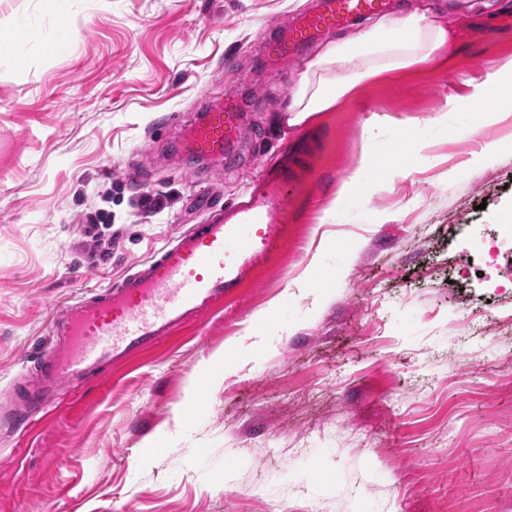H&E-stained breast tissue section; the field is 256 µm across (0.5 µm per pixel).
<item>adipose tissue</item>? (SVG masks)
Returning <instances> with one entry per match:
<instances>
[{
	"instance_id": "adipose-tissue-1",
	"label": "adipose tissue",
	"mask_w": 512,
	"mask_h": 512,
	"mask_svg": "<svg viewBox=\"0 0 512 512\" xmlns=\"http://www.w3.org/2000/svg\"><path fill=\"white\" fill-rule=\"evenodd\" d=\"M459 26L457 16L411 0L401 17L379 16L356 35L329 40L307 61L291 90L287 126H307L315 115L334 110L341 99L380 75L434 62L447 53ZM471 86L468 102L474 111L491 117L512 112V58L473 78Z\"/></svg>"
}]
</instances>
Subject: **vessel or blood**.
I'll return each instance as SVG.
<instances>
[{
  "label": "vessel or blood",
  "mask_w": 512,
  "mask_h": 512,
  "mask_svg": "<svg viewBox=\"0 0 512 512\" xmlns=\"http://www.w3.org/2000/svg\"><path fill=\"white\" fill-rule=\"evenodd\" d=\"M391 0H317L275 27L261 42L273 84L289 60L336 27L390 11ZM243 99L234 89L209 101L203 112L166 121L184 166L232 163L243 127ZM288 168H269L233 207H212L199 223L138 262L131 272L57 311L38 352L36 375L18 388L11 420L45 413L63 386L80 387L103 368L125 364L156 346L198 314L244 288L249 276L280 248L288 210Z\"/></svg>",
  "instance_id": "obj_1"
}]
</instances>
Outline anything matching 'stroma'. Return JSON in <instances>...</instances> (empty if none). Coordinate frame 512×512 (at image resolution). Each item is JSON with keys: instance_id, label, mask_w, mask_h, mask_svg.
Segmentation results:
<instances>
[{"instance_id": "35a3bbf8", "label": "stroma", "mask_w": 512, "mask_h": 512, "mask_svg": "<svg viewBox=\"0 0 512 512\" xmlns=\"http://www.w3.org/2000/svg\"><path fill=\"white\" fill-rule=\"evenodd\" d=\"M428 3L464 20L446 63L295 132L258 40L310 0H0V401L58 307L235 203L263 167L303 168L278 256L236 297L64 388L52 416L0 421V512H512V285L484 281L485 262L512 259L492 250L512 212V113L462 104L428 122L512 57V0ZM233 85L259 100L237 168L181 170L161 116ZM376 115L409 126L365 146ZM392 156L414 173L390 174ZM95 213L112 218L109 250L86 232ZM462 237L489 252L460 257Z\"/></svg>"}]
</instances>
